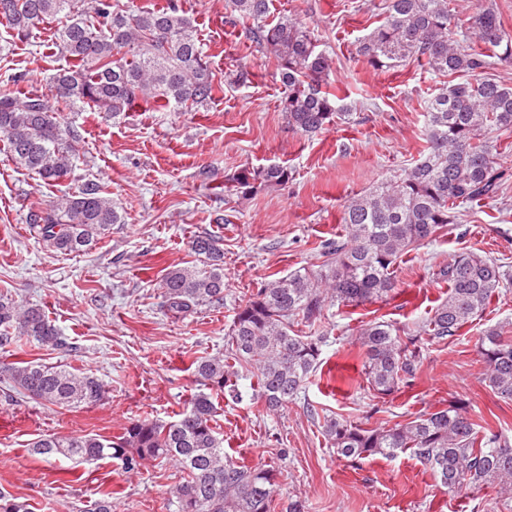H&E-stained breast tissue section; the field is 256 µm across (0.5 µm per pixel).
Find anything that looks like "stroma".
<instances>
[{
  "label": "stroma",
  "mask_w": 512,
  "mask_h": 512,
  "mask_svg": "<svg viewBox=\"0 0 512 512\" xmlns=\"http://www.w3.org/2000/svg\"><path fill=\"white\" fill-rule=\"evenodd\" d=\"M175 2L196 29L218 86L213 100L192 110L140 102L114 116L60 101L53 77L66 61L52 35L66 17L46 20L26 41L0 22V89L21 99L43 96L82 138L74 172L54 185L18 168L0 141V295L43 308L74 345L65 352L25 340L0 348V361L66 364L94 373L107 388L101 402L69 409L5 400L0 382V489L35 512H74L102 485L115 492L117 512H177L173 492L184 474L173 463L149 460L127 470L107 460L82 466L74 483L70 460L41 461L28 445L44 434L113 436L136 419H173L195 391L192 359L228 354L239 305L273 279L318 268L323 244L345 238L348 201L403 173L426 147V102L442 78L413 59L377 69L355 54L386 0H271V18L285 14L309 25L332 60L331 88L346 116L312 136L289 125L279 107L278 60L247 39L248 25L232 19L228 0ZM494 137L505 149L495 196L464 205L461 223L399 259L395 298L327 304L321 365L297 398L268 410L242 363L241 398L217 399L225 452L240 464L279 470L274 498L282 510L297 499L304 512H512L491 485L446 491L408 452L336 458L322 433L330 417L376 428L460 401L475 423L512 440V402L494 396L479 362L486 329L512 332V287L498 289L457 336L438 341L421 332L448 295L439 270L458 252L496 260L512 276V131ZM271 165L288 168L287 183L259 184L246 196L227 191L240 171ZM88 179L109 191L121 221L85 252L54 251L27 224L29 207H49ZM205 232L224 247V300L174 314L162 278L195 264L191 242ZM377 320L416 336L420 351L409 384L385 398L362 389L359 373V332Z\"/></svg>",
  "instance_id": "obj_1"
}]
</instances>
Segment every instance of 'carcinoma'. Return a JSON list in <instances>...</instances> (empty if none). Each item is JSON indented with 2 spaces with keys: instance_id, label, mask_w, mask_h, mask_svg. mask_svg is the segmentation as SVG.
<instances>
[{
  "instance_id": "1",
  "label": "carcinoma",
  "mask_w": 512,
  "mask_h": 512,
  "mask_svg": "<svg viewBox=\"0 0 512 512\" xmlns=\"http://www.w3.org/2000/svg\"><path fill=\"white\" fill-rule=\"evenodd\" d=\"M451 0H388L384 20L357 41L356 52L374 68H391L409 58L424 62L428 73L448 78L427 102V146L409 170L374 186L345 206L342 222L348 241L331 244L320 269H303L274 279L239 306L231 325L230 355L256 373L257 399L270 409L297 397L317 369L322 336H301L297 322L312 326L326 302L358 305L394 297V267L408 250L457 223L459 208L498 188L501 155L494 131L512 128V87L480 76L490 55L512 58V37L493 6L471 18L472 36L452 30ZM231 12L251 22L249 39L278 58L285 87L282 111L293 128L315 134L342 115L330 91L331 59L317 50L313 30L288 17L269 20L270 0H230ZM65 14L69 23L55 32L61 54L72 64L54 76L55 96L93 105L117 115L138 100L193 108L212 99L214 84L200 40L175 6L128 12L112 0H0V17L20 40L47 19ZM0 134L15 164L47 184L69 176L79 158L81 137L62 124L45 99L22 101L0 92ZM288 169L272 165L247 169L232 178L246 195L254 184L279 185ZM27 223L40 239L64 254L80 253L121 223L105 187L88 180L48 208L33 206ZM197 264L173 268L162 279L169 309L187 314L224 300V249L220 239L202 234L192 240ZM448 297L432 311L426 332L445 340L480 315L503 285L494 261L469 252L439 270ZM19 338L51 349L66 339L38 306L0 298V346ZM361 373L378 397L389 396L413 377L418 354L394 325L373 321L360 330ZM480 357L483 381L503 402L512 401V336L503 328L484 331ZM200 386L185 409L170 421L130 422L117 436L47 435L32 443L33 454L48 461L63 456L74 467L106 459L133 469L146 459L170 460L185 473L175 491L178 512H275L279 472L239 465L224 453V438L214 426V397L236 398L238 388L220 356L191 364ZM0 378L17 394L40 403L80 407L102 401L106 388L95 374L71 366L19 360L0 365ZM323 434L344 458L393 457L410 449L430 469L440 487L455 492L466 483L490 484L512 500V443L499 431H480L466 406L448 407L391 427L364 428L346 419L327 418ZM113 491L77 512H116ZM0 512H32L28 501L0 492Z\"/></svg>"
}]
</instances>
